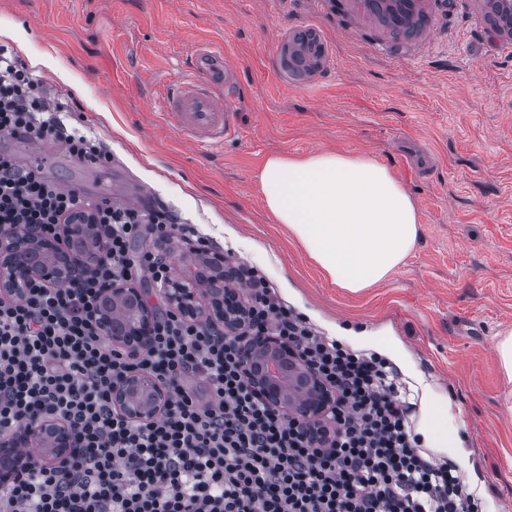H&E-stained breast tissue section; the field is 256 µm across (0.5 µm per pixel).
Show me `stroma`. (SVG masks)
Instances as JSON below:
<instances>
[{"label": "stroma", "instance_id": "obj_1", "mask_svg": "<svg viewBox=\"0 0 512 512\" xmlns=\"http://www.w3.org/2000/svg\"><path fill=\"white\" fill-rule=\"evenodd\" d=\"M430 23L392 37L362 0H0V30L83 130L112 154L85 180L68 155L51 179L139 205L146 188L180 222L262 271L318 332L367 331L360 353L391 363L415 403L413 432L450 406L458 466L482 512H512V386L495 342L512 330V36L485 0H419ZM313 31L320 65L285 67L291 37ZM223 48L236 131L199 147L165 123L160 101L195 47ZM367 154L413 196L422 235L383 284L331 286L263 203L273 154Z\"/></svg>", "mask_w": 512, "mask_h": 512}]
</instances>
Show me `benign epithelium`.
I'll return each mask as SVG.
<instances>
[{"instance_id":"1","label":"benign epithelium","mask_w":512,"mask_h":512,"mask_svg":"<svg viewBox=\"0 0 512 512\" xmlns=\"http://www.w3.org/2000/svg\"><path fill=\"white\" fill-rule=\"evenodd\" d=\"M298 68L316 65L296 43L289 47ZM105 241L92 213L73 214L63 233L46 237L19 227L0 240V297L19 299L35 284L46 288L79 278L90 260L103 253ZM164 293L186 318L205 317L240 335L249 323V305L235 288L224 286V254L191 247ZM96 319L102 332L116 345L137 349L151 334L152 315L136 288L114 285L100 296ZM246 381L268 407L308 424L320 420L335 396L306 366L301 348L276 336L247 339L243 353ZM167 401L166 390L147 373L132 374L112 388V405L131 419L156 417ZM76 437L62 420L46 415L26 427L0 433V490H7L34 463L55 465L69 457Z\"/></svg>"}]
</instances>
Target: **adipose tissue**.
Listing matches in <instances>:
<instances>
[{"instance_id":"1","label":"adipose tissue","mask_w":512,"mask_h":512,"mask_svg":"<svg viewBox=\"0 0 512 512\" xmlns=\"http://www.w3.org/2000/svg\"><path fill=\"white\" fill-rule=\"evenodd\" d=\"M264 204L335 287L358 293L395 272L415 249L412 195L370 156H270L259 174Z\"/></svg>"}]
</instances>
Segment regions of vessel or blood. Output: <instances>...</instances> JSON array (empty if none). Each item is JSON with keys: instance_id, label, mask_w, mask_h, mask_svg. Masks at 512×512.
Segmentation results:
<instances>
[{"instance_id": "1", "label": "vessel or blood", "mask_w": 512, "mask_h": 512, "mask_svg": "<svg viewBox=\"0 0 512 512\" xmlns=\"http://www.w3.org/2000/svg\"><path fill=\"white\" fill-rule=\"evenodd\" d=\"M194 57L195 74L175 82L161 108L168 125L186 139L201 145H218L235 129L224 103V51L201 46Z\"/></svg>"}]
</instances>
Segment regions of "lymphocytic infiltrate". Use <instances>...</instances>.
Segmentation results:
<instances>
[{
    "mask_svg": "<svg viewBox=\"0 0 512 512\" xmlns=\"http://www.w3.org/2000/svg\"><path fill=\"white\" fill-rule=\"evenodd\" d=\"M8 46L0 45V139L63 144L94 167L112 155L79 128ZM91 211L104 254L74 283L30 288L0 300V430L45 414L74 430L78 453L61 468L41 466L0 492V512H479L464 476L418 448L413 405L385 359L356 354L319 335L255 268L234 276L248 287L250 331L297 343L336 394L323 420L324 445L309 425L251 392L243 343L222 326L187 320L166 297L152 306L148 345L132 353L98 328L101 292L115 284L163 286L169 245L196 235L166 206L132 208L91 199L0 153V237L22 225L57 234L66 216ZM152 240L137 252L136 242ZM148 372L169 391L148 422L112 405V386ZM203 382L207 399L195 387Z\"/></svg>",
    "mask_w": 512,
    "mask_h": 512,
    "instance_id": "1",
    "label": "lymphocytic infiltrate"
}]
</instances>
